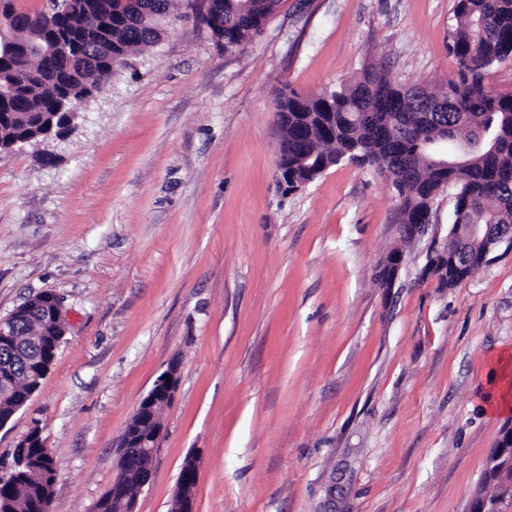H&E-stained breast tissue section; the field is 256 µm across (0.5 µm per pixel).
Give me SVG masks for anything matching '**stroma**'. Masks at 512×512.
<instances>
[{"label": "stroma", "mask_w": 512, "mask_h": 512, "mask_svg": "<svg viewBox=\"0 0 512 512\" xmlns=\"http://www.w3.org/2000/svg\"><path fill=\"white\" fill-rule=\"evenodd\" d=\"M455 0H280L245 51L187 19L130 60L61 136L0 149V318L50 291L67 333L0 428H40L51 512H93L140 399L179 367L137 512H171L187 457L195 512H468L512 410H486L512 356V251L453 288L422 278L454 189L404 243L375 171L275 181L277 91L370 65L438 91ZM392 287L379 273L394 249Z\"/></svg>", "instance_id": "stroma-1"}]
</instances>
